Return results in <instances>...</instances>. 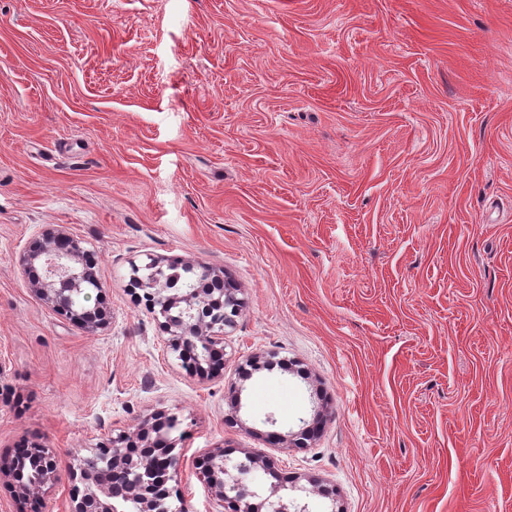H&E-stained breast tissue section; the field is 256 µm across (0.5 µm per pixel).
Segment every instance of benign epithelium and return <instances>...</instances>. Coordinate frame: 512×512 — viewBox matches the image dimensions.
Here are the masks:
<instances>
[{
    "instance_id": "obj_1",
    "label": "benign epithelium",
    "mask_w": 512,
    "mask_h": 512,
    "mask_svg": "<svg viewBox=\"0 0 512 512\" xmlns=\"http://www.w3.org/2000/svg\"><path fill=\"white\" fill-rule=\"evenodd\" d=\"M23 265L34 288L59 315L87 328L104 323L106 311L102 307L80 306L86 286L100 289L102 285L96 277L94 257L79 238L61 229L48 232L31 243ZM145 269L149 273L144 277L137 275L139 268L133 269L132 287L140 289V300L164 318V329L174 336L172 348L191 359L188 370L204 372L197 351L217 356L216 346L224 343V327L239 314L240 301L234 289L219 287L223 279L208 267L186 264L184 270L191 276L193 287L170 294L165 270L156 262ZM322 424L323 416L318 412L312 422L303 423L290 443L308 446L318 437ZM175 425L173 418L156 417L146 423V431L140 435L142 445L134 446L122 433L100 445L80 466L83 487L73 488L72 512H162V500L152 491V482L160 471L169 480L179 474V459L172 455V447L162 434ZM257 468L275 474L272 461L247 453L235 466L237 475L232 476L224 467V455H211L207 473L218 500L233 504L234 512H307L299 499L281 496L276 488L260 503H253L258 494L246 480ZM12 472L17 495L37 497L42 485L57 478L55 456L42 445L33 444L19 451Z\"/></svg>"
}]
</instances>
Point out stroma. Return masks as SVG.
Listing matches in <instances>:
<instances>
[{
	"label": "stroma",
	"instance_id": "obj_1",
	"mask_svg": "<svg viewBox=\"0 0 512 512\" xmlns=\"http://www.w3.org/2000/svg\"><path fill=\"white\" fill-rule=\"evenodd\" d=\"M53 228L104 324L28 279ZM175 258L243 302L219 376L130 286ZM317 407L309 446L268 441ZM156 413L177 512H229L218 449L310 512H512V0H0V464L50 448L71 512L79 460ZM37 264L41 270L38 276L35 275ZM23 265L34 288L59 315L87 328L104 323L106 311L102 307L80 306L79 298L86 285L97 289L102 285L93 268L94 257L79 238L61 229L48 232L31 243ZM59 283H67V288H59Z\"/></svg>",
	"mask_w": 512,
	"mask_h": 512
}]
</instances>
